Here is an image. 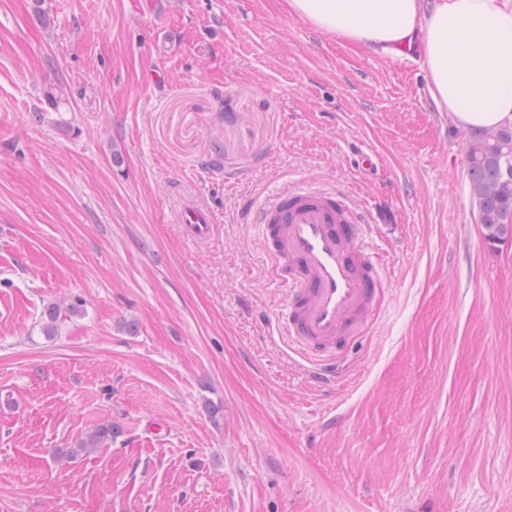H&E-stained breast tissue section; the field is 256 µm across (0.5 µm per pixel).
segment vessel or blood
Listing matches in <instances>:
<instances>
[{
	"mask_svg": "<svg viewBox=\"0 0 512 512\" xmlns=\"http://www.w3.org/2000/svg\"><path fill=\"white\" fill-rule=\"evenodd\" d=\"M212 212L185 204L179 222L195 238L212 228ZM270 277L286 293L278 323L310 357L311 377L336 374L347 339L369 326L385 278L367 242V215L345 192L297 185L277 192L257 214Z\"/></svg>",
	"mask_w": 512,
	"mask_h": 512,
	"instance_id": "vessel-or-blood-1",
	"label": "vessel or blood"
}]
</instances>
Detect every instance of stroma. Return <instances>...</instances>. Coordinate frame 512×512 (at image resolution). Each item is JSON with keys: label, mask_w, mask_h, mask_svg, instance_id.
Here are the masks:
<instances>
[{"label": "stroma", "mask_w": 512, "mask_h": 512, "mask_svg": "<svg viewBox=\"0 0 512 512\" xmlns=\"http://www.w3.org/2000/svg\"><path fill=\"white\" fill-rule=\"evenodd\" d=\"M467 137L419 52L284 0H0V512H512V239ZM296 182L359 201L387 271L331 387L276 333L250 221ZM179 222L192 237L203 238L210 233L214 217L207 207L186 203L181 209ZM84 303L78 298L68 299L63 304L52 302L44 307L40 317L42 330L47 336L55 335V327L58 320L64 314L73 317L83 314ZM119 433L118 428L107 421L98 424L88 432L74 448H57L53 457L56 459L72 458L87 449L105 448L112 445V439Z\"/></svg>", "instance_id": "obj_1"}]
</instances>
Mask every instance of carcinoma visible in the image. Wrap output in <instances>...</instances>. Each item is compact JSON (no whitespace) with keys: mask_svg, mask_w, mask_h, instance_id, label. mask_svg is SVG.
<instances>
[{"mask_svg":"<svg viewBox=\"0 0 512 512\" xmlns=\"http://www.w3.org/2000/svg\"><path fill=\"white\" fill-rule=\"evenodd\" d=\"M467 177L478 209L479 223L490 240L512 236V126L475 128L467 139ZM84 303L78 298L44 307L40 317L45 335H55L58 320L83 314ZM118 428L107 421L98 424L73 448H58L56 459L72 458L87 449L112 445Z\"/></svg>","mask_w":512,"mask_h":512,"instance_id":"cac0c4a2","label":"carcinoma"}]
</instances>
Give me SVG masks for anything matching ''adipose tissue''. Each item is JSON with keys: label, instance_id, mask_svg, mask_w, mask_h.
I'll use <instances>...</instances> for the list:
<instances>
[{"label": "adipose tissue", "instance_id": "ef3b65f1", "mask_svg": "<svg viewBox=\"0 0 512 512\" xmlns=\"http://www.w3.org/2000/svg\"><path fill=\"white\" fill-rule=\"evenodd\" d=\"M341 43L382 54L419 43L430 93L465 127L512 123V0H284Z\"/></svg>", "mask_w": 512, "mask_h": 512}]
</instances>
